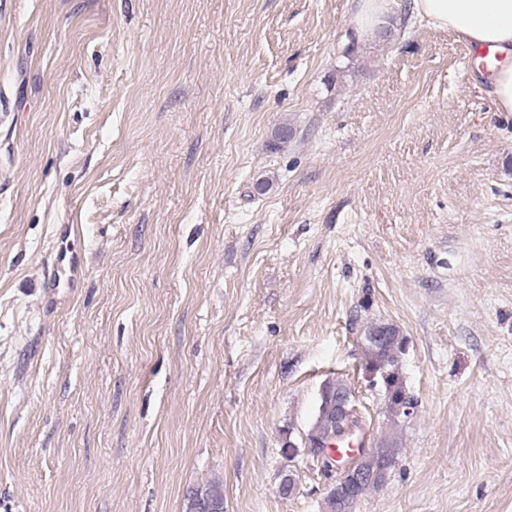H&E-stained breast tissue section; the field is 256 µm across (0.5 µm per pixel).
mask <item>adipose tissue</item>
Instances as JSON below:
<instances>
[{"label":"adipose tissue","instance_id":"obj_1","mask_svg":"<svg viewBox=\"0 0 512 512\" xmlns=\"http://www.w3.org/2000/svg\"><path fill=\"white\" fill-rule=\"evenodd\" d=\"M411 10L472 49L504 55L493 95L499 111L512 112V0H412Z\"/></svg>","mask_w":512,"mask_h":512}]
</instances>
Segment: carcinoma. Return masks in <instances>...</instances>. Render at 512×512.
<instances>
[{
    "mask_svg": "<svg viewBox=\"0 0 512 512\" xmlns=\"http://www.w3.org/2000/svg\"><path fill=\"white\" fill-rule=\"evenodd\" d=\"M404 349V338L395 326H390V340L380 346L362 347L366 369L381 378L387 397V409L392 417H401L400 404L408 397L399 379L397 365ZM360 425L350 385L341 380L329 382L322 389L318 414L307 433L306 445L313 454L327 455L329 445L344 431ZM394 449L382 448L368 452L356 461L364 473L362 480L345 495H329L325 500L326 512H353L357 502L369 490L384 486L395 466ZM210 501L224 506V493L217 481L198 487Z\"/></svg>",
    "mask_w": 512,
    "mask_h": 512,
    "instance_id": "carcinoma-1",
    "label": "carcinoma"
}]
</instances>
